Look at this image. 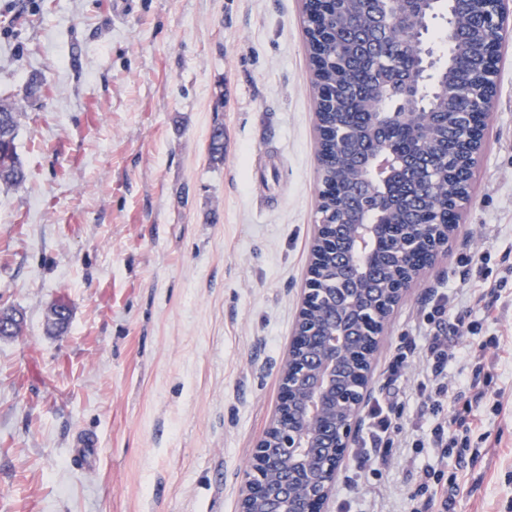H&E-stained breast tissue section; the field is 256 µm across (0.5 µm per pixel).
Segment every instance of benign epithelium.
<instances>
[{"instance_id":"1","label":"benign epithelium","mask_w":512,"mask_h":512,"mask_svg":"<svg viewBox=\"0 0 512 512\" xmlns=\"http://www.w3.org/2000/svg\"><path fill=\"white\" fill-rule=\"evenodd\" d=\"M479 2L489 14L495 37L490 42V62L484 73L490 102L480 109L478 142L470 150L465 166L469 186L487 145L503 35L512 30V0ZM437 68L436 57L423 54L424 82L408 86L398 110L374 113L377 146L363 164L364 183L372 182L374 172L381 167L387 179H395L400 172V161L384 139V132L394 125L423 132L417 116L424 106L430 72ZM387 196L386 187L379 194L367 193L360 222L349 225L350 250L343 254L341 262L347 264L354 285L342 292L344 313L325 325L317 336L312 335L303 314H298L288 352L301 354L304 361L294 366L287 360L282 368L281 398L245 473L241 512H324L345 454L358 436L377 353L390 317L423 274L448 255L467 208L466 203L457 201L456 219L448 227L433 217L420 225L422 235L435 241L428 260L415 264L403 258L406 273L397 288L370 298L361 288L364 263L358 255L364 244L377 242L378 228L393 212Z\"/></svg>"}]
</instances>
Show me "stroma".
<instances>
[{
  "label": "stroma",
  "mask_w": 512,
  "mask_h": 512,
  "mask_svg": "<svg viewBox=\"0 0 512 512\" xmlns=\"http://www.w3.org/2000/svg\"><path fill=\"white\" fill-rule=\"evenodd\" d=\"M112 3L0 0V95L21 107L26 171L0 186V307L24 318L0 338V512H240L319 222L302 2ZM487 247L512 266V34L462 228L377 355L372 396L404 404V439L421 397L389 362L424 335L436 292L470 287L461 254ZM499 304L501 407L456 512H512V296ZM82 434L98 442L89 470L73 458ZM433 460L348 451L325 510L405 512Z\"/></svg>",
  "instance_id": "obj_1"
}]
</instances>
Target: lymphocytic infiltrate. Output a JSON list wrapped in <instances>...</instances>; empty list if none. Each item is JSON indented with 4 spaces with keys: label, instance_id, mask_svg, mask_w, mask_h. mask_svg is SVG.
I'll list each match as a JSON object with an SVG mask.
<instances>
[{
    "label": "lymphocytic infiltrate",
    "instance_id": "lymphocytic-infiltrate-1",
    "mask_svg": "<svg viewBox=\"0 0 512 512\" xmlns=\"http://www.w3.org/2000/svg\"><path fill=\"white\" fill-rule=\"evenodd\" d=\"M492 260L491 250H483L466 257L467 264L478 271L477 286L471 289L463 306L456 312H449L448 307L457 298L455 289H446L437 293L433 315L441 317L452 314L453 326L462 336H479V343L469 345L462 355H455L448 344V339L441 333L427 335L422 345H409L406 351L396 355L394 367H408L414 355H422L426 361L421 371L420 390L427 393L429 423L415 422L418 433L413 445L417 448L433 449L439 461L438 466L425 467V478L421 487L409 498L408 512H455L456 497L459 491L458 481H451L449 489L438 486L445 465L461 462L471 451L470 436L482 431L484 420L481 415L472 413L471 409H449L448 376L450 370L458 363L471 365L472 375L466 385L474 401L486 398L491 377L487 371L486 354L489 350L499 348L497 335H484L483 328L496 318V304L486 301V294L501 293L512 278L505 274H492L489 264ZM368 426L363 438L365 447L389 448L394 443V435L401 431L399 415L393 414L390 406L376 402L368 411Z\"/></svg>",
    "mask_w": 512,
    "mask_h": 512
}]
</instances>
